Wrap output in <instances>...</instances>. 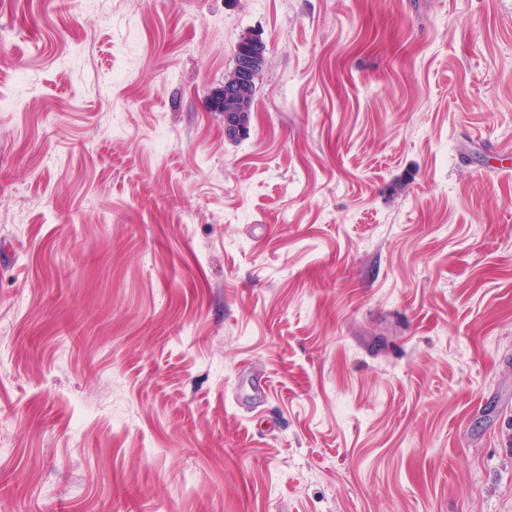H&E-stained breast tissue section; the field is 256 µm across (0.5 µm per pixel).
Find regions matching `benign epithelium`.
I'll list each match as a JSON object with an SVG mask.
<instances>
[{"instance_id":"obj_1","label":"benign epithelium","mask_w":512,"mask_h":512,"mask_svg":"<svg viewBox=\"0 0 512 512\" xmlns=\"http://www.w3.org/2000/svg\"><path fill=\"white\" fill-rule=\"evenodd\" d=\"M250 46L251 49L238 58L233 76L214 93V103L224 113V125L236 129L240 134L245 133L250 125L251 113L246 98L250 94L256 66L261 61V39L252 36Z\"/></svg>"}]
</instances>
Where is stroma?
Wrapping results in <instances>:
<instances>
[{"label":"stroma","mask_w":512,"mask_h":512,"mask_svg":"<svg viewBox=\"0 0 512 512\" xmlns=\"http://www.w3.org/2000/svg\"><path fill=\"white\" fill-rule=\"evenodd\" d=\"M0 62V512H512V0H0ZM247 35L248 33H244L239 39L236 59L238 58V50L246 46L245 42L248 41ZM251 36L252 39L249 42L250 50L238 58L233 69V76L224 82V85L214 93L213 98V103L219 106V112H225L224 125L235 128L239 134L245 133L250 125L251 110L246 105V98L250 94L256 66L261 61L260 49L262 41L258 36L253 34ZM265 51L266 46L262 48V63L257 68L255 77L265 63ZM228 102L233 104L232 107L227 106Z\"/></svg>","instance_id":"obj_1"}]
</instances>
